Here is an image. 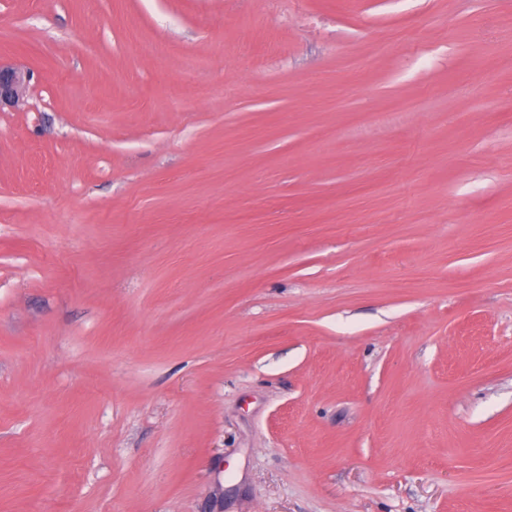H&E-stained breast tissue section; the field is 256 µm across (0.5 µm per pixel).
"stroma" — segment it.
<instances>
[{
    "label": "stroma",
    "instance_id": "stroma-1",
    "mask_svg": "<svg viewBox=\"0 0 512 512\" xmlns=\"http://www.w3.org/2000/svg\"><path fill=\"white\" fill-rule=\"evenodd\" d=\"M0 512H512V0H0ZM29 81L28 70L0 62V109L15 106Z\"/></svg>",
    "mask_w": 512,
    "mask_h": 512
}]
</instances>
